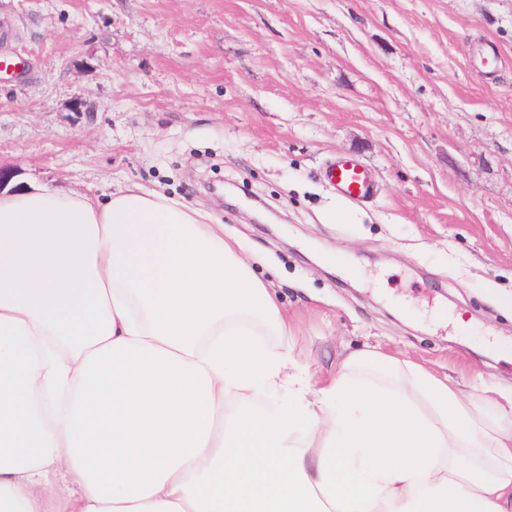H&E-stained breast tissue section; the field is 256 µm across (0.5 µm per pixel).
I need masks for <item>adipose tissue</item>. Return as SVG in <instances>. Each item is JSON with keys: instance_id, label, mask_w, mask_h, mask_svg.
<instances>
[{"instance_id": "obj_1", "label": "adipose tissue", "mask_w": 512, "mask_h": 512, "mask_svg": "<svg viewBox=\"0 0 512 512\" xmlns=\"http://www.w3.org/2000/svg\"><path fill=\"white\" fill-rule=\"evenodd\" d=\"M289 334L204 209L0 194V512H512V391Z\"/></svg>"}]
</instances>
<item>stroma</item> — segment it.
<instances>
[{"instance_id":"obj_1","label":"stroma","mask_w":512,"mask_h":512,"mask_svg":"<svg viewBox=\"0 0 512 512\" xmlns=\"http://www.w3.org/2000/svg\"><path fill=\"white\" fill-rule=\"evenodd\" d=\"M0 27L27 73L0 190L163 191L242 238L310 370L375 348L512 390V0H0ZM339 153L380 191L325 224Z\"/></svg>"}]
</instances>
